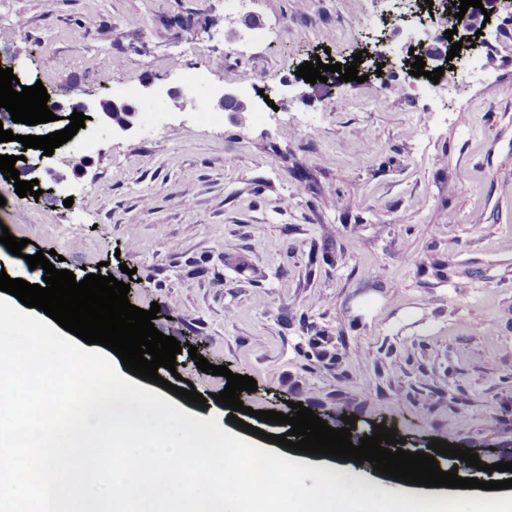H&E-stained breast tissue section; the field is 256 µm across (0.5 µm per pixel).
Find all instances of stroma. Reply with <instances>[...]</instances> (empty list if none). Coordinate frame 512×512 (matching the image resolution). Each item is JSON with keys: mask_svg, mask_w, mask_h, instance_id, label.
<instances>
[{"mask_svg": "<svg viewBox=\"0 0 512 512\" xmlns=\"http://www.w3.org/2000/svg\"><path fill=\"white\" fill-rule=\"evenodd\" d=\"M439 0H0V58L63 105L131 98L37 170L72 206L19 197L25 254L129 284L155 327L247 375L244 406L355 415L410 452L438 439L512 456V12L491 15L456 85L402 60L441 33ZM251 16L255 29L242 20ZM393 48L389 72L306 85L304 62ZM211 84L183 86L187 71ZM135 95H127V84ZM182 91L172 99L171 89ZM251 108L237 124L223 89ZM99 145L73 169L86 136ZM179 312L168 320L166 311ZM346 370L304 359L312 336ZM73 110L81 112H99L105 119L112 121L121 130L132 128L136 110L133 104L126 99H112L106 102H100L98 106L89 105L84 102L73 107Z\"/></svg>", "mask_w": 512, "mask_h": 512, "instance_id": "1", "label": "stroma"}]
</instances>
